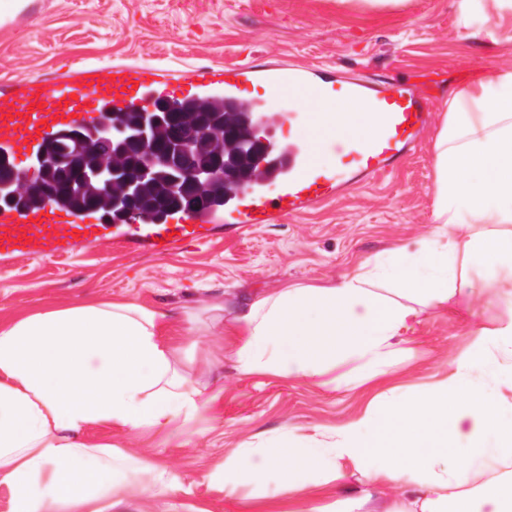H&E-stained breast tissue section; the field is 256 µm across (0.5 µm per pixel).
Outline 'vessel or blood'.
<instances>
[{
  "label": "vessel or blood",
  "instance_id": "vessel-or-blood-1",
  "mask_svg": "<svg viewBox=\"0 0 512 512\" xmlns=\"http://www.w3.org/2000/svg\"><path fill=\"white\" fill-rule=\"evenodd\" d=\"M187 80L196 97L244 103L258 108L265 120L275 115L286 95L316 108L310 119L297 122L294 138L279 150L271 171L280 181L276 197H268L258 185L228 192V224H270L295 216L396 168L429 127L439 86L432 78L335 80L307 66L253 63L199 67ZM170 95L156 69L147 66L118 65L106 72L85 68L67 77L35 79L22 90L0 93V150L21 166L52 133L87 127L105 113L142 109ZM339 108L366 112L372 123L366 132L347 135L344 148L321 154L318 136L335 130ZM210 232L207 214L182 213L163 224L131 225L126 242L161 255L201 244ZM109 236L105 220L65 204L0 208V257L50 258Z\"/></svg>",
  "mask_w": 512,
  "mask_h": 512
}]
</instances>
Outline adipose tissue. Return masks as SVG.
Masks as SVG:
<instances>
[{
  "label": "adipose tissue",
  "instance_id": "adipose-tissue-1",
  "mask_svg": "<svg viewBox=\"0 0 512 512\" xmlns=\"http://www.w3.org/2000/svg\"><path fill=\"white\" fill-rule=\"evenodd\" d=\"M447 112L430 235L415 251L392 250L337 283L225 294L236 370L316 379L342 362L349 370L331 384L349 385L387 364L419 306L470 290L473 262L489 290L512 272V69L482 71L453 92ZM403 294L413 305L400 302ZM171 319L133 302H102L0 323V482L15 491L13 512H62L111 496L131 460L109 445L86 446L88 427L160 431L195 419L215 399L178 368L164 337ZM475 334L468 354L449 359V381L366 411L338 427L333 442L292 438L235 450L224 461L225 489L272 471L284 493L303 492L320 476L406 483V499L386 512H512V476L477 493L461 489L474 461L512 460V420L468 382L494 354L512 371V312Z\"/></svg>",
  "mask_w": 512,
  "mask_h": 512
}]
</instances>
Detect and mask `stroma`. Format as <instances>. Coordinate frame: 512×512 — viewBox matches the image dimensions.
Instances as JSON below:
<instances>
[{"label": "stroma", "instance_id": "1", "mask_svg": "<svg viewBox=\"0 0 512 512\" xmlns=\"http://www.w3.org/2000/svg\"><path fill=\"white\" fill-rule=\"evenodd\" d=\"M462 0H404L367 7L359 0H29L0 25V91L84 67L152 65L188 96L193 68L240 63L313 66L335 77H402L437 70L447 80L433 123L403 164L324 206L275 224L243 227L213 213L210 240L156 256L121 239L51 259L0 258V322L37 310L96 301L187 309L194 331L172 324L180 368L219 394L195 420L161 432L104 424L87 445H112L145 460L104 512H306L307 498L277 492L274 480L224 488V459L235 449L271 448L294 435L329 440L367 407L411 399L449 377V356L474 344L473 329L494 325L503 301L489 291L425 307L405 333L407 350L371 380L329 390L269 373L243 374L226 360L233 337L214 331L225 291L335 282L428 235L435 193V141L448 97L480 69L512 68V8L481 0L480 20L461 23ZM163 480H156V472Z\"/></svg>", "mask_w": 512, "mask_h": 512}]
</instances>
